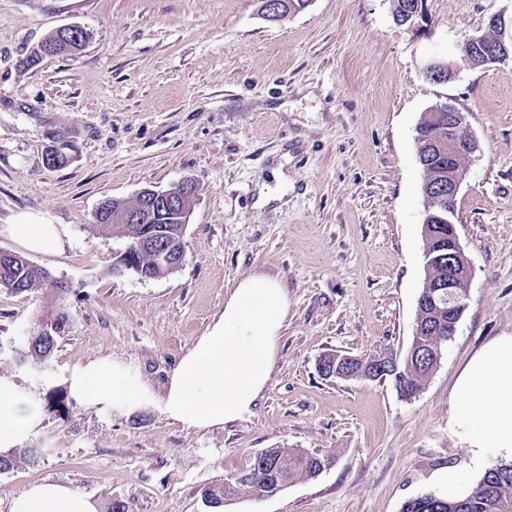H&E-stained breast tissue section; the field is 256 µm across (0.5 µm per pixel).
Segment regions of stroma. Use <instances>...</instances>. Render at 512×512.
<instances>
[{"label":"stroma","instance_id":"1","mask_svg":"<svg viewBox=\"0 0 512 512\" xmlns=\"http://www.w3.org/2000/svg\"><path fill=\"white\" fill-rule=\"evenodd\" d=\"M261 0H0V250L8 225L59 224L63 252L29 253L67 281L44 291L0 288V375L39 393L45 419L0 473V512L54 481L107 512H208L206 487L268 448L333 456L319 477L223 512H401L441 493L439 471L472 467L449 425L457 377L488 341L512 334V59L481 67L459 46L488 31L512 0H423L402 24L392 0H309L279 21ZM88 34L74 56L25 60L55 29ZM452 65L430 80L434 60ZM453 104L476 137L453 222L473 265L467 307L421 391L324 378L329 351L403 357L422 288L425 174L416 127ZM67 162L47 167L48 149ZM196 186L183 265L142 280L116 277L127 239L98 233L104 200ZM278 280L288 314L273 370L249 413L212 429L157 408L100 412L64 379L98 358L123 362L163 396L181 358L223 311L239 281ZM69 317L46 361L21 360L41 316Z\"/></svg>","mask_w":512,"mask_h":512}]
</instances>
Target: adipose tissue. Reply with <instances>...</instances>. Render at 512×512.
I'll use <instances>...</instances> for the list:
<instances>
[{"label": "adipose tissue", "mask_w": 512, "mask_h": 512, "mask_svg": "<svg viewBox=\"0 0 512 512\" xmlns=\"http://www.w3.org/2000/svg\"><path fill=\"white\" fill-rule=\"evenodd\" d=\"M25 249L50 253L63 246L58 224L8 227ZM288 313L282 285L267 276L243 279L216 317L172 372L163 397H156L124 363L101 358L69 370L65 382L78 403L100 411L127 413L149 406L177 423L209 429L241 419L264 390ZM41 399L0 375V453L20 447L40 427ZM450 422L468 444L474 464L491 454L512 452V334L485 344L455 383ZM11 512H97L85 494L60 483L28 488Z\"/></svg>", "instance_id": "obj_1"}]
</instances>
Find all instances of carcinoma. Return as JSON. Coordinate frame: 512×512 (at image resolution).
Listing matches in <instances>:
<instances>
[{"label":"carcinoma","instance_id":"carcinoma-1","mask_svg":"<svg viewBox=\"0 0 512 512\" xmlns=\"http://www.w3.org/2000/svg\"><path fill=\"white\" fill-rule=\"evenodd\" d=\"M308 0H262L261 12L267 14L271 21H277L291 12H300L307 6ZM87 37L79 33L67 39L52 32L45 42L54 46V54L75 53L85 46ZM448 121L435 119L433 114L425 113L417 127L416 141L420 165L426 171L422 186L425 210L423 223L427 224L424 235L425 253L433 257L432 267L424 269L423 288L420 295L429 292L428 284L448 276V246L453 240V228L440 223V217L447 216L448 211V156L442 155L436 148V141L442 125ZM97 230L108 233L113 228L122 229L129 241V254L137 268H143L152 277L169 274L173 269L168 265V258L163 253L170 245L180 246L186 231V225L173 221L169 213L162 211L148 228L155 231L154 242L141 244L142 231L136 224H120L112 221V215L97 219ZM55 287L52 281L36 278L27 266V258L13 253L0 257V288L14 293H24L35 289ZM417 321L421 323L424 333L412 339V350L406 357L410 362L403 363L404 374L397 384L401 386L402 396L413 398L430 376V367L417 360V350L440 346L446 348L448 343V304L440 306L425 305L417 310ZM66 328L59 327L58 332L41 334L35 342V352L41 358H48L53 352L57 337ZM288 463L284 477L288 482L297 479H314L324 462L322 455L308 456L301 450L290 448H272L270 453L256 457L253 464L243 473L226 479L225 487L206 488L203 496L213 499L212 507L221 508L220 499L224 496L249 494L264 497L271 493L280 481L278 474L265 470L262 464ZM401 512H512V460H499L489 467L477 483L468 491L457 497H448L435 493H426L406 501Z\"/></svg>","mask_w":512,"mask_h":512}]
</instances>
